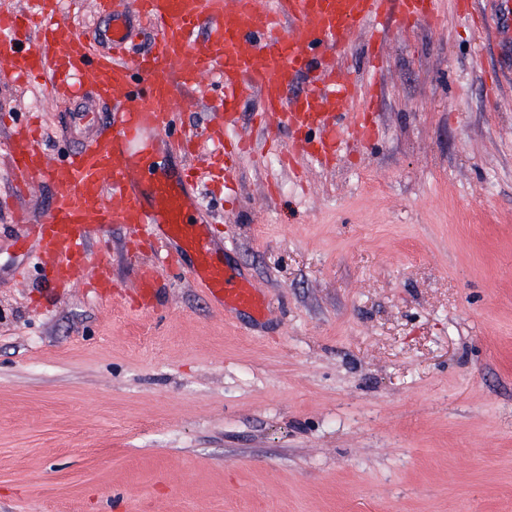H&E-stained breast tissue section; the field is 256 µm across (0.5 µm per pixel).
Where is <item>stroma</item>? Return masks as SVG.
Returning <instances> with one entry per match:
<instances>
[{"label": "stroma", "instance_id": "stroma-1", "mask_svg": "<svg viewBox=\"0 0 512 512\" xmlns=\"http://www.w3.org/2000/svg\"><path fill=\"white\" fill-rule=\"evenodd\" d=\"M438 2L387 26L376 136L335 162L240 101L239 195L200 205L263 318L173 272L136 314L122 225L115 296H47L0 212V512H512V36ZM46 95L0 115L58 155Z\"/></svg>", "mask_w": 512, "mask_h": 512}]
</instances>
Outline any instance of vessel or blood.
Wrapping results in <instances>:
<instances>
[{"label":"vessel or blood","mask_w":512,"mask_h":512,"mask_svg":"<svg viewBox=\"0 0 512 512\" xmlns=\"http://www.w3.org/2000/svg\"><path fill=\"white\" fill-rule=\"evenodd\" d=\"M33 11H0V83L43 75L50 98L83 101L73 123L80 142L64 157L49 155L30 124L15 121L6 144L11 181L18 191L38 183L55 186L48 216L31 223L11 213L16 243L32 246L37 266L54 286L82 284L81 268L108 225L133 226L171 261L188 257L184 273L221 312L247 310L264 317L268 305L250 278L220 258L210 221L198 218V199L187 175L162 171L160 146L187 154L195 135L178 129L173 95L211 78V106L233 113L251 93L265 104L267 125L281 123L312 140L314 153L333 159L346 134L373 133L377 82L355 87L334 55L361 33L369 35L372 69L382 64L384 24L433 20L437 0H100L104 18L100 48L60 15V0H33ZM136 22H128L129 13ZM156 32L154 49L129 59L127 45L141 30ZM314 75L311 88L290 94L294 78ZM109 108L98 112V105ZM210 165L223 167L242 142L223 122L207 131ZM142 312L154 309L160 291L156 265L139 266Z\"/></svg>","instance_id":"obj_1"}]
</instances>
